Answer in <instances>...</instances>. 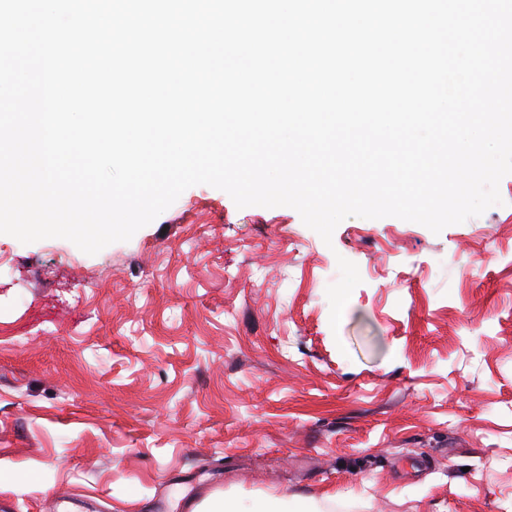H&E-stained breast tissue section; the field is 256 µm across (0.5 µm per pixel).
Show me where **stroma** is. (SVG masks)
<instances>
[{"mask_svg": "<svg viewBox=\"0 0 512 512\" xmlns=\"http://www.w3.org/2000/svg\"><path fill=\"white\" fill-rule=\"evenodd\" d=\"M433 233L186 189L88 255L0 234L8 512H512V174ZM358 267L338 328L329 285ZM194 512H272L274 507L265 500L254 501L247 505L242 501L224 498L223 495L205 500Z\"/></svg>", "mask_w": 512, "mask_h": 512, "instance_id": "stroma-1", "label": "stroma"}]
</instances>
